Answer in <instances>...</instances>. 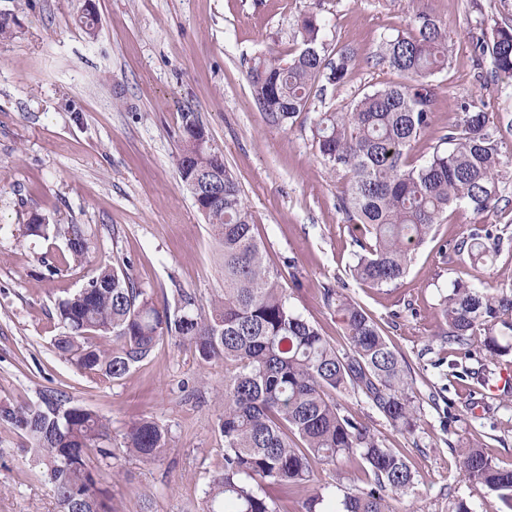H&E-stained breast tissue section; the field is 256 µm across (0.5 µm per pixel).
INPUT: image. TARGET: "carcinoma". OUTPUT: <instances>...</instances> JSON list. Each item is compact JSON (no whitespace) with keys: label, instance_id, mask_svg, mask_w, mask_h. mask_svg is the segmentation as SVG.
Segmentation results:
<instances>
[{"label":"carcinoma","instance_id":"obj_1","mask_svg":"<svg viewBox=\"0 0 512 512\" xmlns=\"http://www.w3.org/2000/svg\"><path fill=\"white\" fill-rule=\"evenodd\" d=\"M323 27L312 13L301 21L304 48L297 55L286 62L272 55L253 58L247 79L267 125L292 124L320 83L337 86L347 78L356 53L342 47L326 55L319 42ZM18 28L16 14L0 12V42L13 40ZM472 49L490 58L499 79L512 81L511 25L495 26L489 38L473 37ZM376 63L402 81L362 93L349 112L322 113L312 133L325 164L348 176L339 208L370 239L351 274L381 288L405 276L414 250L434 235L448 208L480 214L498 207L507 164L489 132V113L474 102L462 104L448 126L446 150L434 151L420 166L407 161L412 145L434 123V78L448 67V28L431 10L416 9L409 31L387 38ZM182 129L180 181L190 192L208 181L197 210L222 251L224 295L204 311L180 291L174 307L160 309L132 277L104 267L60 302L64 331L54 337V349L78 370L110 380L146 360L166 335L194 346L205 362H224L218 421L224 471L210 481L201 512H280L264 493L265 484L288 496L307 493L303 512H326V493L314 487L317 465L340 472L352 462L363 467L368 487L342 491L331 512H393L391 496L413 492L414 474L404 455L378 439L342 398L364 395L397 432L411 434L419 406L408 365L377 323L339 290L327 288L323 297L344 326L342 349L290 306L224 155L212 148L194 113H184ZM23 235L64 238L75 262L94 248L85 225L48 224L39 215ZM498 246L492 230L475 225L454 251L479 269L492 263ZM440 306L443 342L464 346L479 334L491 359L512 356L511 288L457 281ZM0 422L32 440L60 512L78 505L81 512H116L92 472L91 449L103 461L112 458V449L103 446L109 423L96 412L45 387L36 403H1ZM124 451L158 462L167 451L166 430L154 420L135 422ZM461 455L465 478L495 497V512H512V470L499 468L481 448H463Z\"/></svg>","mask_w":512,"mask_h":512}]
</instances>
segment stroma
I'll list each match as a JSON object with an SVG mask.
<instances>
[{"label": "stroma", "mask_w": 512, "mask_h": 512, "mask_svg": "<svg viewBox=\"0 0 512 512\" xmlns=\"http://www.w3.org/2000/svg\"><path fill=\"white\" fill-rule=\"evenodd\" d=\"M86 1L0 0L20 22L16 38L0 43V402L33 404L44 387L63 390L110 422L113 457L95 476L118 512H199L224 469L223 363L167 337L113 382L80 372L51 345L61 331L59 302L106 265L127 270L160 307L180 290L203 307L223 294L220 247L176 167L182 115L192 112L237 178L292 307L343 345V326L323 302L324 289L340 290L409 365L420 403L413 435L396 432L362 395L344 400L415 474L397 508L450 512L462 499L472 512H492L491 496L463 476L460 451L483 448L512 469V387H499L502 366L482 336L463 351L441 343L439 303L459 279L512 285V170L500 186L504 205L452 211L398 284L370 288L351 275L360 233L338 208L346 179L325 165L311 128L321 113L349 111L362 92L399 81L375 55L424 5L447 23L451 40L434 125L411 159L423 163L460 104L475 101L490 115L500 157L512 162V83L497 80L471 49L477 20L512 24V0H90L99 17L92 38L78 24ZM312 12L325 22L327 52L353 48L354 67L293 125L268 126L248 65L262 54L299 53L300 23ZM37 213L91 229L88 258L73 261L61 238L22 237ZM475 224L501 238L494 262L478 272L441 251ZM485 376L491 387L480 385ZM142 417L168 432L169 450L155 464L123 451L128 427ZM0 512H58L29 440L1 423Z\"/></svg>", "instance_id": "1"}]
</instances>
